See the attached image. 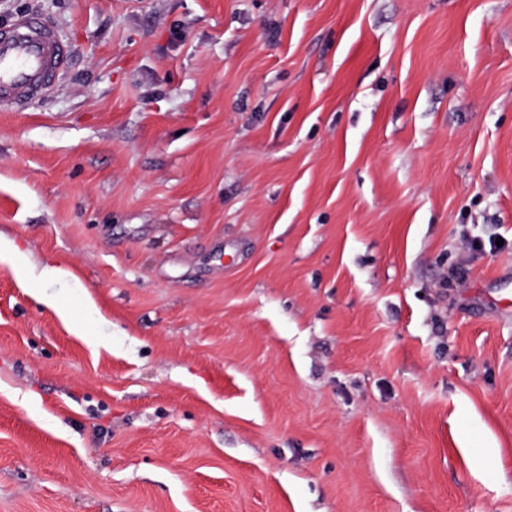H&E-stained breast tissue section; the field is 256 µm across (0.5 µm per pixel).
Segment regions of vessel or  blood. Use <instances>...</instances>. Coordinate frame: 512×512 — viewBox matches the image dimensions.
<instances>
[{
  "instance_id": "b4317fda",
  "label": "vessel or blood",
  "mask_w": 512,
  "mask_h": 512,
  "mask_svg": "<svg viewBox=\"0 0 512 512\" xmlns=\"http://www.w3.org/2000/svg\"><path fill=\"white\" fill-rule=\"evenodd\" d=\"M67 45L41 16L26 14L0 27V111H25L55 84Z\"/></svg>"
}]
</instances>
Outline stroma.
Instances as JSON below:
<instances>
[{
  "mask_svg": "<svg viewBox=\"0 0 512 512\" xmlns=\"http://www.w3.org/2000/svg\"><path fill=\"white\" fill-rule=\"evenodd\" d=\"M30 12L0 512H512V0ZM68 57V46L38 14L0 27V111L24 112L44 97Z\"/></svg>",
  "mask_w": 512,
  "mask_h": 512,
  "instance_id": "stroma-1",
  "label": "stroma"
}]
</instances>
